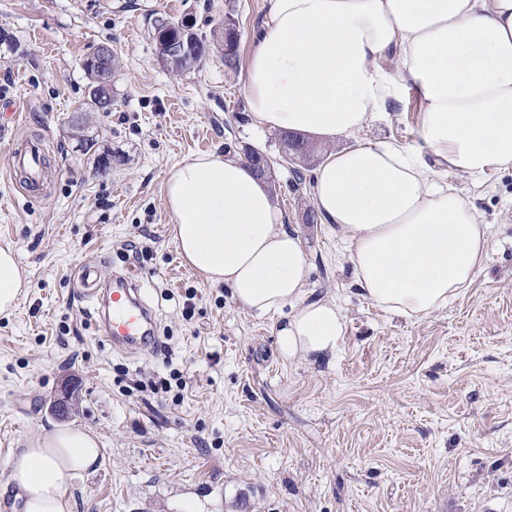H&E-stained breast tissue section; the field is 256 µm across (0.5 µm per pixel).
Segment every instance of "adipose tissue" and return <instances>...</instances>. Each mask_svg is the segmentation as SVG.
Wrapping results in <instances>:
<instances>
[{"instance_id":"1","label":"adipose tissue","mask_w":512,"mask_h":512,"mask_svg":"<svg viewBox=\"0 0 512 512\" xmlns=\"http://www.w3.org/2000/svg\"><path fill=\"white\" fill-rule=\"evenodd\" d=\"M256 128L326 145L309 192L323 223L352 242L366 296L406 318L447 307L487 247L474 204L442 184L433 163L473 179L512 169V0H266L245 63ZM420 95L424 150L390 142L334 149ZM164 205L187 266L228 286L243 309L286 311L282 359L334 355L344 317L308 301L307 259L268 184L239 158L200 153L168 173ZM17 256L0 248V314L23 293ZM23 512H72L76 480L103 460L96 435L63 427L0 450Z\"/></svg>"}]
</instances>
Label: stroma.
<instances>
[{
	"mask_svg": "<svg viewBox=\"0 0 512 512\" xmlns=\"http://www.w3.org/2000/svg\"><path fill=\"white\" fill-rule=\"evenodd\" d=\"M264 0H0V247L25 276L0 315V448L59 427H84L104 462L74 489L73 512H512V170L481 182L440 165L441 181L488 226L486 259L448 307L405 318L375 306L347 259L349 240L306 223L314 207L293 169L311 177L323 151L296 165L280 135L248 115L244 71L225 67L224 23L239 59ZM187 22L207 52L175 73L158 58L154 21ZM111 46L112 105L78 112L84 60ZM421 100L358 132L363 142L421 147ZM42 135L48 175L26 200L6 165L11 138ZM267 155L275 202L308 258L309 300L345 317L334 357L283 360L284 314L243 310L180 258L165 209L169 170L202 152ZM146 245L152 257L140 261ZM104 272L139 264L162 345L122 355L95 337L72 276L90 257ZM192 298L194 315L182 305ZM180 372L184 397L149 380ZM72 392L71 410H51Z\"/></svg>",
	"mask_w": 512,
	"mask_h": 512,
	"instance_id": "obj_1",
	"label": "stroma"
}]
</instances>
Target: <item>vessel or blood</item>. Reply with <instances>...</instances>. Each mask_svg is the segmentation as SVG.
<instances>
[{"mask_svg": "<svg viewBox=\"0 0 512 512\" xmlns=\"http://www.w3.org/2000/svg\"><path fill=\"white\" fill-rule=\"evenodd\" d=\"M45 147L40 138L12 142L7 155L11 170L24 171L23 196H30L42 173ZM143 282L128 269L103 275L100 263L89 260L79 269L75 291L95 314V326L113 351L134 353L156 340L155 311L141 297Z\"/></svg>", "mask_w": 512, "mask_h": 512, "instance_id": "obj_1", "label": "vessel or blood"}]
</instances>
